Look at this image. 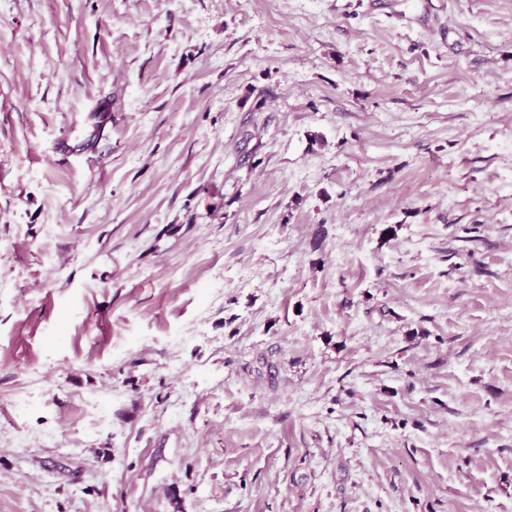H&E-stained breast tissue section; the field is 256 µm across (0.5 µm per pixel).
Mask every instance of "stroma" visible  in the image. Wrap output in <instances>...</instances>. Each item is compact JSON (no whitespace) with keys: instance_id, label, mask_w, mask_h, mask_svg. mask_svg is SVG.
Masks as SVG:
<instances>
[{"instance_id":"35a3bbf8","label":"stroma","mask_w":512,"mask_h":512,"mask_svg":"<svg viewBox=\"0 0 512 512\" xmlns=\"http://www.w3.org/2000/svg\"><path fill=\"white\" fill-rule=\"evenodd\" d=\"M0 512H512V0H0Z\"/></svg>"}]
</instances>
